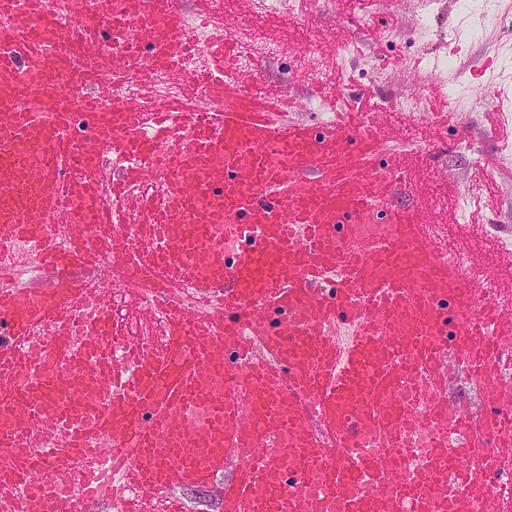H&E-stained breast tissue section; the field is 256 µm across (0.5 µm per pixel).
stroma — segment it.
I'll use <instances>...</instances> for the list:
<instances>
[{"instance_id": "1", "label": "stroma", "mask_w": 512, "mask_h": 512, "mask_svg": "<svg viewBox=\"0 0 512 512\" xmlns=\"http://www.w3.org/2000/svg\"><path fill=\"white\" fill-rule=\"evenodd\" d=\"M415 7L416 0H363L355 9L345 0H298L295 8L269 15L255 0H229L224 24L233 32L249 22L280 46L281 57L258 56L248 64L270 83L301 93L306 79L288 71L283 59L303 53L320 59L329 79L360 90L388 147L411 157L408 199L427 223L444 226L453 237L475 221L512 225V161L501 154L503 145H512V121L490 131L486 111L494 102L489 89L496 75L481 70L488 56L512 63V37L505 28L512 0H440L425 35L414 25ZM424 40L439 69L422 60ZM386 56L401 58L413 71L417 96L428 97L437 87L453 90L449 105L458 114L456 126L433 129L422 106L399 110L404 90L397 72L383 67Z\"/></svg>"}]
</instances>
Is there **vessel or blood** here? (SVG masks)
Returning a JSON list of instances; mask_svg holds the SVG:
<instances>
[{"label":"vessel or blood","mask_w":512,"mask_h":512,"mask_svg":"<svg viewBox=\"0 0 512 512\" xmlns=\"http://www.w3.org/2000/svg\"><path fill=\"white\" fill-rule=\"evenodd\" d=\"M120 2L106 50L81 63L96 77L86 94L64 56L85 29L33 37L48 0H0V266L50 274L41 289L0 290V512H97L102 498L117 512H188L191 486L221 512H493L512 384L491 353L512 339V315L400 203L402 156L357 95L312 89L333 114L316 126L294 94L257 89L212 0H194L206 65L189 79L207 103L155 96L145 79L113 98L139 46L168 64L190 43L175 0ZM78 112L90 123L77 138ZM153 181L155 201L126 190ZM30 236L35 251L13 254ZM104 259L162 293L193 284L164 314L146 308L162 344L120 335L106 295H89L78 272ZM459 369L480 414L448 402ZM36 420L63 438L40 464ZM79 455L109 475L104 491L66 493Z\"/></svg>","instance_id":"1"}]
</instances>
